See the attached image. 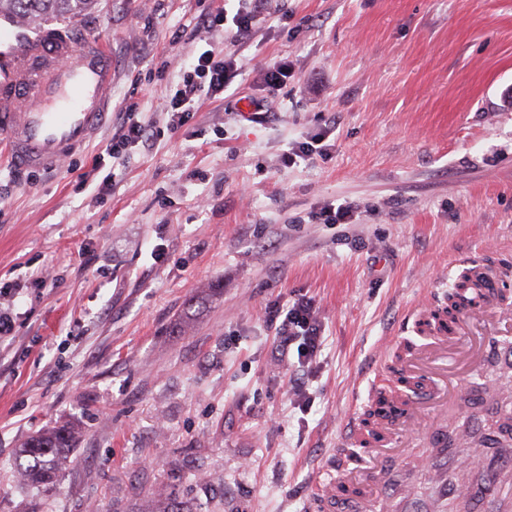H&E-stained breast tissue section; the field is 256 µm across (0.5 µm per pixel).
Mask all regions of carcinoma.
Listing matches in <instances>:
<instances>
[{
	"instance_id": "cac0c4a2",
	"label": "carcinoma",
	"mask_w": 512,
	"mask_h": 512,
	"mask_svg": "<svg viewBox=\"0 0 512 512\" xmlns=\"http://www.w3.org/2000/svg\"><path fill=\"white\" fill-rule=\"evenodd\" d=\"M96 4L97 0H0V14L22 17L40 27L51 19L80 21ZM477 287L469 274L460 277L455 291L448 295V306L442 313L432 314L438 328L448 327L470 305ZM73 442V432L67 429L48 430L25 440L15 459L18 481L44 492L54 490L73 450ZM153 512H184V508L172 494L159 492Z\"/></svg>"
}]
</instances>
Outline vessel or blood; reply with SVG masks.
<instances>
[{
	"label": "vessel or blood",
	"mask_w": 512,
	"mask_h": 512,
	"mask_svg": "<svg viewBox=\"0 0 512 512\" xmlns=\"http://www.w3.org/2000/svg\"><path fill=\"white\" fill-rule=\"evenodd\" d=\"M115 64L110 44L100 38L77 40L55 29H32L17 17L0 16V145L19 170L61 168L104 125L112 96ZM493 278L468 313L447 333L433 337L406 358L407 376L428 378L427 389L409 400L395 417H379L374 429L382 440L362 447L364 416L353 411L344 447L336 451V472L320 477L303 502V512H337L348 504L354 512H422L410 487L381 495L382 461L402 433L426 429L428 412L455 396L457 385L448 371L473 355L476 336L491 323L487 318ZM414 473L433 483V508L447 512L449 499L470 503L476 487L448 483V451L426 448L408 462ZM471 470L490 473V512H512V458L473 457Z\"/></svg>",
	"instance_id": "obj_1"
}]
</instances>
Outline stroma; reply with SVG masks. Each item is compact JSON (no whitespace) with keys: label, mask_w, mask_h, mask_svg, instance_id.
I'll return each instance as SVG.
<instances>
[{"label":"stroma","mask_w":512,"mask_h":512,"mask_svg":"<svg viewBox=\"0 0 512 512\" xmlns=\"http://www.w3.org/2000/svg\"><path fill=\"white\" fill-rule=\"evenodd\" d=\"M220 5L256 11L252 32L204 25ZM75 29L110 43L112 112L137 104L151 137L108 172L110 126L69 173L0 159V286L21 297L0 344V512H141L159 490L185 512H301L372 400L352 376L382 340L419 341L406 310L468 263L512 262V0H99ZM206 49L243 69L171 132L161 103ZM284 58L294 76L269 93ZM318 134L323 153L285 167ZM346 200L354 223H321ZM299 296L324 328L304 367L265 311ZM502 414L460 399L447 429ZM56 428L76 433L59 486L20 488L21 443Z\"/></svg>","instance_id":"stroma-1"}]
</instances>
